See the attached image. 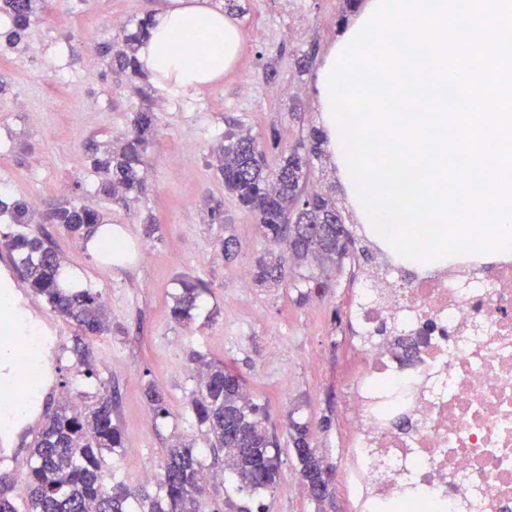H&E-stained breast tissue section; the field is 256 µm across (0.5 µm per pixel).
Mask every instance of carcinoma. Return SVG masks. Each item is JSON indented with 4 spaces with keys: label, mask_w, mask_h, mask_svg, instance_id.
Instances as JSON below:
<instances>
[{
    "label": "carcinoma",
    "mask_w": 512,
    "mask_h": 512,
    "mask_svg": "<svg viewBox=\"0 0 512 512\" xmlns=\"http://www.w3.org/2000/svg\"><path fill=\"white\" fill-rule=\"evenodd\" d=\"M33 0H0V14L8 17L10 35L19 38L31 25ZM152 24L140 20L122 35V48L112 56L110 67L129 78L143 76L137 48ZM156 117L148 108L137 112L131 131L116 151L95 158L102 175L99 192L134 199L143 192L141 171L147 150L154 140ZM277 132H271L267 149L279 153L274 170L267 169L265 151L253 137L230 132L225 136L217 160L225 188L238 203L253 213L264 236L278 245L282 254L258 261L255 279L260 284L281 282L293 274L292 263L312 258L320 264L341 267L344 259L357 254L366 262L374 256L365 245L356 246L349 229L336 231L342 216L328 195L307 192L311 158L319 156V138L312 130L284 154L279 151ZM33 209L24 200L0 207L13 224L3 235V245L18 258L32 292L55 314L72 321L85 336L109 331L107 309L93 288L71 290L58 282L61 257L41 237L28 232ZM100 220L99 212L71 201L54 204L42 222L57 224L69 234ZM171 316L178 322L193 318L209 285L198 278L180 280ZM73 352L86 366V378H94L98 391L78 396L91 403L81 405L64 398L56 411L47 415L30 448V468L22 488L14 493L0 489V512H206L204 451L177 440L166 449L154 492L136 491L123 480H105L104 453L124 447L121 427L115 420V405L105 393L104 381L79 344ZM192 422L214 451L224 454V490L228 512H249L236 499L260 497L276 488L280 458L265 426L266 414L245 394L244 380L221 361H203L191 400ZM295 448H310L311 432L306 423L290 422ZM302 485L323 481L326 471L304 460L299 470Z\"/></svg>",
    "instance_id": "cac0c4a2"
}]
</instances>
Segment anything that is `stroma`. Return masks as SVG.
<instances>
[{"instance_id": "35a3bbf8", "label": "stroma", "mask_w": 512, "mask_h": 512, "mask_svg": "<svg viewBox=\"0 0 512 512\" xmlns=\"http://www.w3.org/2000/svg\"><path fill=\"white\" fill-rule=\"evenodd\" d=\"M238 2L244 8L236 18L245 38L242 54L221 79L187 93L146 79L139 94L109 68L120 32L116 18L133 26L165 0H36L35 18L15 46L5 41L7 27L0 22V80L6 83L0 91V201L88 205L127 244V256L109 265L82 238L56 225L30 226L32 234L49 236L64 264L106 300L111 331L84 343L100 379L118 398L124 446L107 456L108 467L138 487L143 470L159 467L175 437L204 447L189 414L197 383L190 356L197 352L234 367L249 397L269 413L280 482L262 496L263 512H346L340 494L320 505L299 491L289 423H310L314 448L332 472L340 471L350 333L345 304L354 263L345 260L326 288L305 296L299 292L304 277L319 273L313 264L302 265L289 282L241 285L240 272H253L274 247L255 216L225 190L217 148L230 131L251 133L260 143L277 132L279 150L266 154L272 167L279 152L317 127L313 74L298 72L295 59L305 52L323 58L349 15L343 0H300L292 14L282 10L281 0ZM144 107L156 116L144 193L127 203L98 195L93 158L116 146ZM308 188L330 195L355 236L364 238L363 227L345 210L327 156L314 160ZM213 206L220 207L222 222H208ZM151 218L159 230L149 238L145 225ZM228 236L236 239L229 255ZM183 275L210 287L188 325L170 316ZM60 325L50 386L30 410L34 419L56 408L62 386L96 389L81 382L82 366L72 353L76 326L66 319ZM149 387L162 396L167 417L155 415L145 397ZM31 438L25 423L16 424L8 439L15 453L0 464V483L20 486Z\"/></svg>"}]
</instances>
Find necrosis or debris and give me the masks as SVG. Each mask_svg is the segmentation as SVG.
<instances>
[{
  "label": "necrosis or debris",
  "instance_id": "obj_1",
  "mask_svg": "<svg viewBox=\"0 0 512 512\" xmlns=\"http://www.w3.org/2000/svg\"><path fill=\"white\" fill-rule=\"evenodd\" d=\"M393 266L358 271L347 306V512H512V258L398 285Z\"/></svg>",
  "mask_w": 512,
  "mask_h": 512
}]
</instances>
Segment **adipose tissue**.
I'll use <instances>...</instances> for the list:
<instances>
[{
	"label": "adipose tissue",
	"mask_w": 512,
	"mask_h": 512,
	"mask_svg": "<svg viewBox=\"0 0 512 512\" xmlns=\"http://www.w3.org/2000/svg\"><path fill=\"white\" fill-rule=\"evenodd\" d=\"M190 36L189 45L176 35ZM244 38L235 20L210 0H166L143 39V69L165 88L191 91L212 83L237 61Z\"/></svg>",
	"instance_id": "1"
}]
</instances>
